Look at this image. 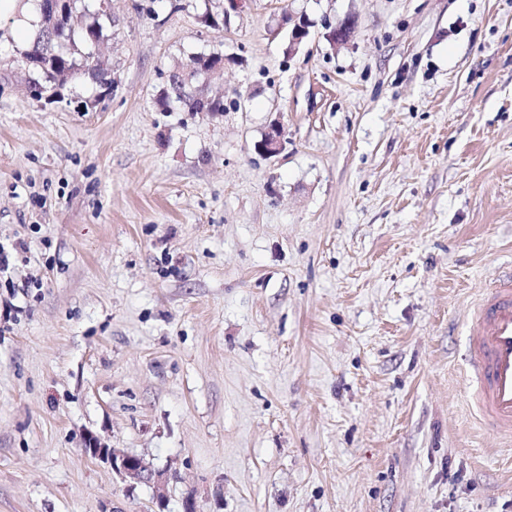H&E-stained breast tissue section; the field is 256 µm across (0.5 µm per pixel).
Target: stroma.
Returning <instances> with one entry per match:
<instances>
[{
	"label": "stroma",
	"instance_id": "stroma-1",
	"mask_svg": "<svg viewBox=\"0 0 512 512\" xmlns=\"http://www.w3.org/2000/svg\"><path fill=\"white\" fill-rule=\"evenodd\" d=\"M225 4L110 0L111 87L56 100L0 17V512H152L91 435L164 512H512L460 372L512 261V0ZM212 52L223 112L160 111ZM285 144V131L282 125L272 124L258 142L257 148L265 155L274 156L279 154ZM84 451L90 457L109 464L128 489L143 485L155 488L158 507L164 505L165 496L162 490L166 482L165 474L152 469L143 458L129 453H117L95 439L88 442Z\"/></svg>",
	"mask_w": 512,
	"mask_h": 512
}]
</instances>
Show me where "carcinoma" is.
Masks as SVG:
<instances>
[{
  "instance_id": "obj_1",
  "label": "carcinoma",
  "mask_w": 512,
  "mask_h": 512,
  "mask_svg": "<svg viewBox=\"0 0 512 512\" xmlns=\"http://www.w3.org/2000/svg\"><path fill=\"white\" fill-rule=\"evenodd\" d=\"M72 2L70 16L77 15L79 19L69 21L59 17L52 24L55 0H36L40 14L38 31L33 41L19 50L23 62L29 63V83L40 87L45 94H58V84H66L72 79L89 80L101 87L112 85V80L92 55L94 46L111 39L112 31L101 22L99 13L86 5L78 6L80 0ZM199 77V73L189 80L183 75L169 76L156 100L160 111H167L173 101L188 112L202 111L193 92Z\"/></svg>"
}]
</instances>
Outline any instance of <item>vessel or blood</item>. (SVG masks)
I'll list each match as a JSON object with an SVG mask.
<instances>
[{"mask_svg":"<svg viewBox=\"0 0 512 512\" xmlns=\"http://www.w3.org/2000/svg\"><path fill=\"white\" fill-rule=\"evenodd\" d=\"M464 385L480 425L512 442V275L473 309Z\"/></svg>","mask_w":512,"mask_h":512,"instance_id":"1","label":"vessel or blood"}]
</instances>
